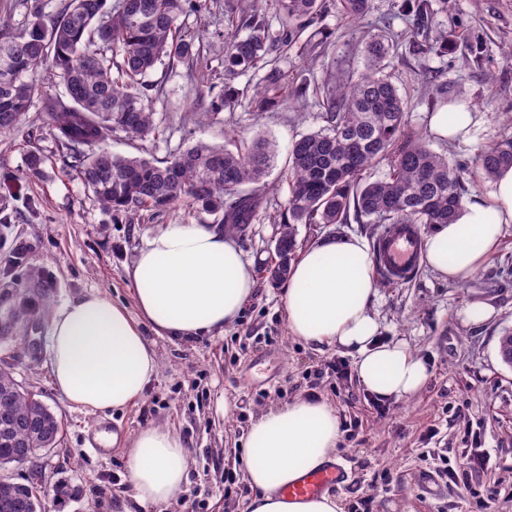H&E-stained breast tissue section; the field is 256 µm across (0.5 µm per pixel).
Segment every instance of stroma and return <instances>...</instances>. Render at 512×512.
<instances>
[{
	"mask_svg": "<svg viewBox=\"0 0 512 512\" xmlns=\"http://www.w3.org/2000/svg\"><path fill=\"white\" fill-rule=\"evenodd\" d=\"M200 11L182 19L196 35L193 64L157 66L148 76L161 85L154 97L157 134L141 140L114 133L113 153L158 159L202 141L234 144L262 135L274 145L275 165L246 237L239 241L256 268V289L238 320L224 331L192 341L141 330L159 357L156 377L135 405L88 415L71 410L50 375L48 325L0 339V359L15 365L17 380L42 400L62 422L58 447L39 452L32 462L12 464L5 476L17 483L36 480L46 512H247L249 490L243 481L228 486L225 471H237V450L255 418L274 403L298 397L323 398L337 409L348 433L337 456L350 480L336 492L345 512H467L471 494L494 490L492 512H512V365L503 362L499 339L512 331V226L484 269L463 283L440 280L421 265L408 282L378 278L373 313L386 340H403L428 368L426 384L413 396L378 406L361 385L352 354L338 347H316L288 332L284 288L267 279L278 226L274 222L288 197L280 180L291 143L324 127L323 85L338 71L365 68L363 31L387 30L395 36L397 84L411 102L408 129L425 136L428 146L466 168L469 196L490 188L473 168L478 151L512 131V0H452L447 12L430 16L424 29L395 12L393 0H372L358 21L337 12L307 29L303 40L317 44L305 60L289 51L281 67L289 87L307 85L302 108L281 106L255 115L250 98L260 81L247 72L234 85L244 95L234 109L205 118L213 96L224 87V61L212 37L230 28L224 0H201ZM437 75L438 88L422 76ZM448 102L478 113L470 144H451L428 136L436 89ZM26 125L40 129L30 141L20 132L0 134V208L11 216L0 224L8 244L27 247L28 265L42 268L56 283L52 309L97 291L125 307L133 305L127 270L144 236L169 224H218L182 200L143 213L132 224L116 223L63 163L41 101H34ZM44 158L40 174L27 166L30 152ZM357 235L374 241L376 227L356 220L297 227L299 247L329 237ZM481 303L489 318L473 322L466 311ZM349 366L348 375L329 371L333 362ZM111 426L121 441L111 454L95 453L89 438ZM166 427L189 453L188 479L176 501L141 507L125 464L124 441L148 427ZM489 456L488 467L476 466ZM467 472L466 483L437 478L440 466ZM79 486L77 497L60 498L59 483Z\"/></svg>",
	"mask_w": 512,
	"mask_h": 512,
	"instance_id": "35a3bbf8",
	"label": "stroma"
}]
</instances>
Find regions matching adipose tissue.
I'll use <instances>...</instances> for the list:
<instances>
[{
    "mask_svg": "<svg viewBox=\"0 0 512 512\" xmlns=\"http://www.w3.org/2000/svg\"><path fill=\"white\" fill-rule=\"evenodd\" d=\"M474 113L447 105L428 130L451 143H469ZM512 224V167L501 170L485 197L463 203L453 223L424 241V257L445 281L474 276L501 245ZM128 276L135 312L90 292L65 303L49 327L50 371L71 409L87 414L122 410L139 401L158 368L141 323L155 333L192 340L233 325L255 292L253 264L228 235L200 224H169L148 234ZM377 279L365 239L328 238L300 249L285 288L290 336L340 347L355 357L367 392L401 400L416 393L428 367L402 340L382 342L372 313ZM336 408L297 398L266 408L249 429L241 458L250 512H344L332 494L290 501L281 490L302 474L335 461ZM140 505L172 502L187 479L188 454L165 427L136 433L125 454Z\"/></svg>",
    "mask_w": 512,
    "mask_h": 512,
    "instance_id": "ef3b65f1",
    "label": "adipose tissue"
}]
</instances>
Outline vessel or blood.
<instances>
[{
  "label": "vessel or blood",
  "mask_w": 512,
  "mask_h": 512,
  "mask_svg": "<svg viewBox=\"0 0 512 512\" xmlns=\"http://www.w3.org/2000/svg\"><path fill=\"white\" fill-rule=\"evenodd\" d=\"M423 257V240L415 224H390L375 239L372 258L379 270L393 283L410 280L417 272ZM348 474L338 463L301 476L283 491L285 498L299 500L317 496L333 485L347 481Z\"/></svg>",
  "instance_id": "vessel-or-blood-1"
}]
</instances>
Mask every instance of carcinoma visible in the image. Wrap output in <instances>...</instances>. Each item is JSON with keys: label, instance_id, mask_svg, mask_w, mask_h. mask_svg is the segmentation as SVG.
<instances>
[{"label": "carcinoma", "instance_id": "carcinoma-1", "mask_svg": "<svg viewBox=\"0 0 512 512\" xmlns=\"http://www.w3.org/2000/svg\"><path fill=\"white\" fill-rule=\"evenodd\" d=\"M448 10L450 0H399V13L423 26L432 3ZM357 20L371 0H279L280 27L272 30L259 0L231 6L235 31L216 33L224 58V90L210 101L209 115L236 105L234 79L263 70L251 102L259 116L285 101L303 100L288 91L279 61L302 33L319 23L330 7ZM202 8L193 0H62L44 11L33 0L32 19L15 34L0 21V133L20 130L33 99L44 105L54 140L75 172L112 217L128 223L143 211L159 212L188 200L205 212L222 214L219 228L246 235L259 198L240 188L268 189L274 163L268 143L257 139L235 151L197 143L165 159L115 155L108 148L115 132L130 139L156 133L152 110L156 86L146 77L158 64L194 60L195 36L178 25L181 16ZM388 36L370 34L367 68L324 86L327 126L293 142L284 181L289 194L283 209L268 279L288 280L297 249L296 224H345L349 216L369 224H450L462 204L464 169L431 151L406 132L408 100L386 72ZM46 67L63 85L68 101L54 97L30 75ZM385 163L389 173L370 180L369 171ZM512 167V134L481 149L475 168L492 179ZM26 249L13 245L0 278V338L40 326L49 314L54 281L41 268L23 265ZM60 421L15 378L12 365L0 364V465L27 457V450L53 448ZM33 484H0V512H39Z\"/></svg>", "mask_w": 512, "mask_h": 512}]
</instances>
